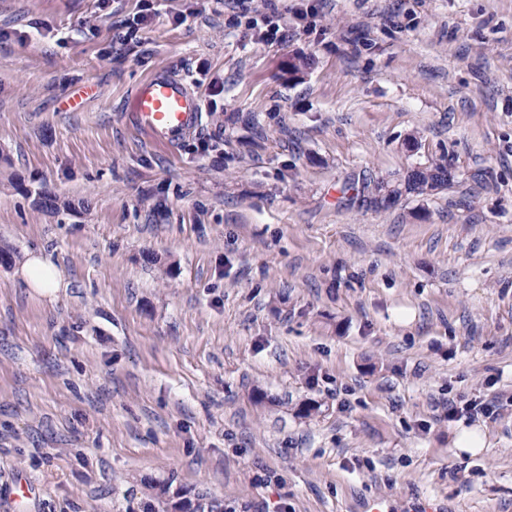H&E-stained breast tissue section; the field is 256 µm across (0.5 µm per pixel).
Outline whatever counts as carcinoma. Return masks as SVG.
Masks as SVG:
<instances>
[{"mask_svg":"<svg viewBox=\"0 0 512 512\" xmlns=\"http://www.w3.org/2000/svg\"><path fill=\"white\" fill-rule=\"evenodd\" d=\"M450 169L443 161H432L424 166L409 170L406 175L397 180H378L374 183L364 182L358 187L354 183H346L342 188L343 198L352 202H369L376 208L387 210L390 204L378 198L383 188L398 198L407 195L423 196L449 184Z\"/></svg>","mask_w":512,"mask_h":512,"instance_id":"carcinoma-1","label":"carcinoma"}]
</instances>
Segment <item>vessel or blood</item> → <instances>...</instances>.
<instances>
[{
	"mask_svg": "<svg viewBox=\"0 0 512 512\" xmlns=\"http://www.w3.org/2000/svg\"><path fill=\"white\" fill-rule=\"evenodd\" d=\"M130 112L136 130L155 144L172 146L197 124L201 103L181 79L158 72L136 86Z\"/></svg>",
	"mask_w": 512,
	"mask_h": 512,
	"instance_id": "obj_1",
	"label": "vessel or blood"
}]
</instances>
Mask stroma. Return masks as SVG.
Wrapping results in <instances>:
<instances>
[{
    "mask_svg": "<svg viewBox=\"0 0 512 512\" xmlns=\"http://www.w3.org/2000/svg\"><path fill=\"white\" fill-rule=\"evenodd\" d=\"M140 6L0 0V250L63 277L0 264V512H512V0H254L273 43L224 0L125 40ZM161 70L172 148L127 112ZM130 112L136 130L155 144L173 146L198 123L201 103L181 79L157 72L136 86ZM451 180L450 169L443 160L429 162L428 165L415 167L406 175L397 180H377L373 183L363 182L361 188L355 183H346L342 188L343 198L351 203L356 201L369 202L377 209L388 210L393 203L388 204L385 199L378 198L379 193L386 186L396 200L407 195L423 196L430 192L447 186ZM20 276L36 291L45 296H54L61 285L58 269L51 262L30 255L20 266ZM489 408L486 404L481 401L470 400L467 401L463 406L458 407L454 401H448V406L445 407L444 417L448 418L449 421L457 420L463 416L471 418L478 415H487Z\"/></svg>",
    "mask_w": 512,
    "mask_h": 512,
    "instance_id": "stroma-1",
    "label": "stroma"
}]
</instances>
